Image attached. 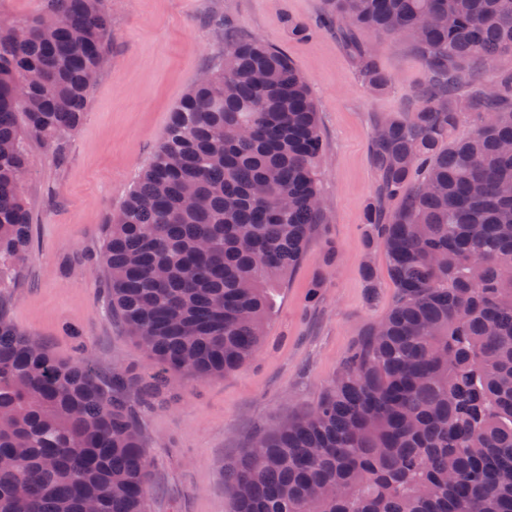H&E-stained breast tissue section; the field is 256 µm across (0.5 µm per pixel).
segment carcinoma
<instances>
[{"label":"carcinoma","mask_w":512,"mask_h":512,"mask_svg":"<svg viewBox=\"0 0 512 512\" xmlns=\"http://www.w3.org/2000/svg\"><path fill=\"white\" fill-rule=\"evenodd\" d=\"M109 2L0 21V265L29 249L28 141L80 127ZM325 5L324 21L403 37L424 66L416 106L371 136L380 192L403 197L367 220L395 296L316 406L257 434L224 484L235 512H512V0ZM349 47L385 90L372 47ZM323 149L288 56L224 42V68L176 106L107 224L112 310L155 371L108 381L90 353L60 360L0 319V512H148L151 462L122 391L153 408L168 375L203 381L256 356L276 290L329 223Z\"/></svg>","instance_id":"obj_1"}]
</instances>
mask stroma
I'll use <instances>...</instances> for the list:
<instances>
[{"instance_id":"35a3bbf8","label":"stroma","mask_w":512,"mask_h":512,"mask_svg":"<svg viewBox=\"0 0 512 512\" xmlns=\"http://www.w3.org/2000/svg\"><path fill=\"white\" fill-rule=\"evenodd\" d=\"M325 0H112L110 64L89 91L80 128L58 148L33 141L24 184L32 217L28 254L0 289V317L40 338L60 359L92 353L104 376L152 361L109 307L99 270L105 227L164 139L186 92L224 63L230 38L260 39L288 55L316 102L324 140L319 225L277 292L259 353L224 377L172 376L167 402L142 409L154 491L149 512H232L224 467L259 431L310 411L341 374L362 334L384 318L395 288L366 222L367 208L394 210L377 195L374 125L415 100L422 63L409 42L365 33L391 87L363 86L347 36L312 24ZM307 34H297V27ZM373 277H366V268Z\"/></svg>"}]
</instances>
